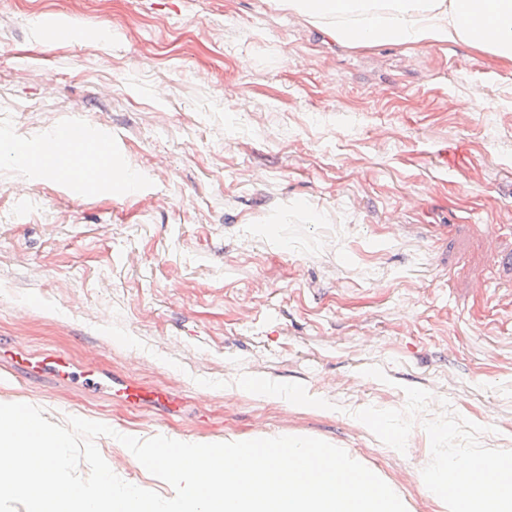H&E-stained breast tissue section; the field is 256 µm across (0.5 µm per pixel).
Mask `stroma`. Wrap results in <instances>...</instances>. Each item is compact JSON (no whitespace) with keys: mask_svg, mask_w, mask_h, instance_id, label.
<instances>
[{"mask_svg":"<svg viewBox=\"0 0 512 512\" xmlns=\"http://www.w3.org/2000/svg\"><path fill=\"white\" fill-rule=\"evenodd\" d=\"M72 125L139 169L134 191L78 195L22 158ZM0 344L113 379L0 359V403L195 443L315 437L444 512L419 481L436 450L512 452V65L460 41L343 48L271 0H0Z\"/></svg>","mask_w":512,"mask_h":512,"instance_id":"stroma-1","label":"stroma"}]
</instances>
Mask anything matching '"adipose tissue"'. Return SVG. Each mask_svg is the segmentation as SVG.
I'll return each mask as SVG.
<instances>
[{"label": "adipose tissue", "mask_w": 512, "mask_h": 512, "mask_svg": "<svg viewBox=\"0 0 512 512\" xmlns=\"http://www.w3.org/2000/svg\"><path fill=\"white\" fill-rule=\"evenodd\" d=\"M318 26L329 39L347 47L396 44L417 47L464 41L512 63V0H272ZM24 158L45 174L66 179L73 191L86 182L112 180L134 190L139 173L115 171L108 157L86 141L61 142L42 155ZM489 464L469 468L466 459L425 468V492L441 500L446 512H512V459L490 453Z\"/></svg>", "instance_id": "ef3b65f1"}]
</instances>
